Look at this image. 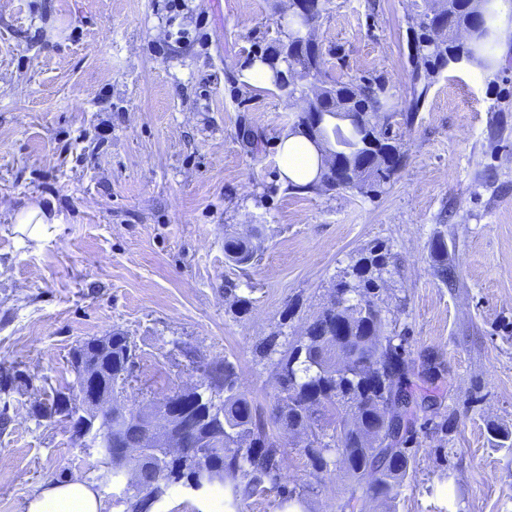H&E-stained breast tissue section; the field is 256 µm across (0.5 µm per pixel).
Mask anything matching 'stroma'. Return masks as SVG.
Listing matches in <instances>:
<instances>
[{
	"label": "stroma",
	"instance_id": "1",
	"mask_svg": "<svg viewBox=\"0 0 512 512\" xmlns=\"http://www.w3.org/2000/svg\"><path fill=\"white\" fill-rule=\"evenodd\" d=\"M411 4L334 0L315 28L332 78L378 77L408 100ZM287 14V0H0V372L19 376L0 391V512L98 474L96 449L32 413L72 382L78 342L135 344L128 407L195 381L182 343L231 360L270 410L277 377L257 346L278 330L297 339L377 242L391 254L387 321L405 329L415 371L443 369L416 387L439 411L418 416L394 512H512V450L490 436L512 431V32L490 65L442 69L414 123L395 124L404 157L378 192L299 191L276 158L293 106L242 79ZM29 203L65 215L38 248L11 221ZM230 235L258 237L253 265L228 263ZM438 238L452 288L432 273ZM285 443L284 484L307 488L304 512H334L342 466L313 471L302 439ZM152 512L233 510L179 483Z\"/></svg>",
	"mask_w": 512,
	"mask_h": 512
}]
</instances>
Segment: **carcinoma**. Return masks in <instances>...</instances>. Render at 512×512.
<instances>
[{"label": "carcinoma", "instance_id": "obj_1", "mask_svg": "<svg viewBox=\"0 0 512 512\" xmlns=\"http://www.w3.org/2000/svg\"><path fill=\"white\" fill-rule=\"evenodd\" d=\"M480 12V22L475 24L471 0H452L443 19L448 38L441 42L432 39L421 18L422 11L416 8L408 14L415 52L411 55V100L401 112L404 122L413 121L436 75L451 58L466 56L479 63L487 60L494 41L492 0H484ZM306 24L305 16L290 12L277 27L284 36L296 37L304 32ZM264 61L274 72H284L292 65L280 56L276 43L270 45ZM321 78L325 97L333 103L326 108V116L336 119L323 124V136L331 139L336 154L348 162L366 153L379 157L384 169L372 174L371 187L381 186L403 158L401 145L391 132L390 119L395 113L384 84L377 78L348 82H331L324 74ZM341 120L348 126L341 127ZM257 251L258 246L248 238L230 237L224 243L225 256L237 267L250 265ZM431 252L435 257L433 275L448 287L455 286V271L443 259L441 242L432 243ZM388 265L385 247L367 249L346 272L364 305L356 308L350 299L341 307L330 301L309 322L303 339L290 343L277 334L262 343V356L279 353L274 362L279 391L267 418L240 389L233 362L224 358L202 364L194 352L183 350L193 369L224 383V420L207 416L198 405L183 420V429L189 437L196 432H221L224 443L185 448L179 455L157 448L147 458L130 459L122 451L139 447V427L122 425L112 431V461L100 459L103 470L97 482H112V464L132 465L135 482L134 488L125 490L126 512H148L143 492L159 487L160 477L168 484L196 480L222 486L229 492V506L236 512H242L252 497L267 490L277 491L284 503L300 505L305 492L282 484V436L308 431L317 443L303 448L310 466L316 471L333 463L345 468L350 485L339 505L340 512H363L369 500H394L414 463L410 448L413 423L419 412L433 410V403H419L413 394L405 330L394 326L386 343H373L376 333L387 327L375 290L381 287ZM339 350L349 357L342 369L336 363ZM135 357L128 337L114 333L112 350L100 351L87 339L73 349L70 364L119 390L128 383ZM392 422L403 429L397 442L379 448L368 444V435L380 437Z\"/></svg>", "mask_w": 512, "mask_h": 512}]
</instances>
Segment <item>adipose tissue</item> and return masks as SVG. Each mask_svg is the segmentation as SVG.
<instances>
[{"mask_svg": "<svg viewBox=\"0 0 512 512\" xmlns=\"http://www.w3.org/2000/svg\"><path fill=\"white\" fill-rule=\"evenodd\" d=\"M278 163L282 179L305 185L316 178L320 155L306 137L290 134L279 142ZM63 220L58 211L40 206L20 208L12 218L17 231L28 232L38 243L49 239ZM26 512H107V506L86 479L75 477L35 491Z\"/></svg>", "mask_w": 512, "mask_h": 512, "instance_id": "adipose-tissue-1", "label": "adipose tissue"}]
</instances>
